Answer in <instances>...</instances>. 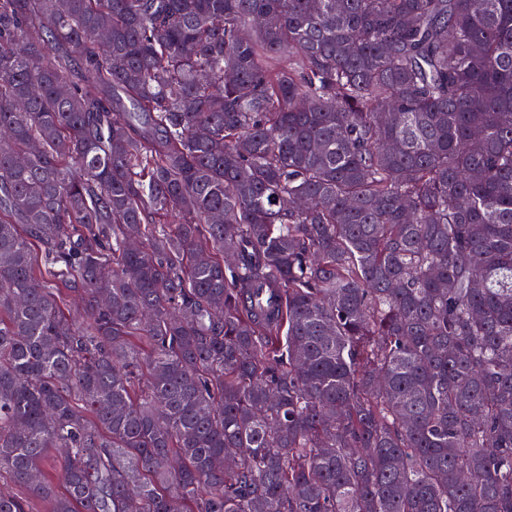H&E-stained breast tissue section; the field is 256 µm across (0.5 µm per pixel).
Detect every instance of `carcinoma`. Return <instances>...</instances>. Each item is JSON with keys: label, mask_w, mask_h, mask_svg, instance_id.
I'll return each instance as SVG.
<instances>
[{"label": "carcinoma", "mask_w": 512, "mask_h": 512, "mask_svg": "<svg viewBox=\"0 0 512 512\" xmlns=\"http://www.w3.org/2000/svg\"><path fill=\"white\" fill-rule=\"evenodd\" d=\"M2 473L512 512V0H0Z\"/></svg>", "instance_id": "carcinoma-1"}]
</instances>
